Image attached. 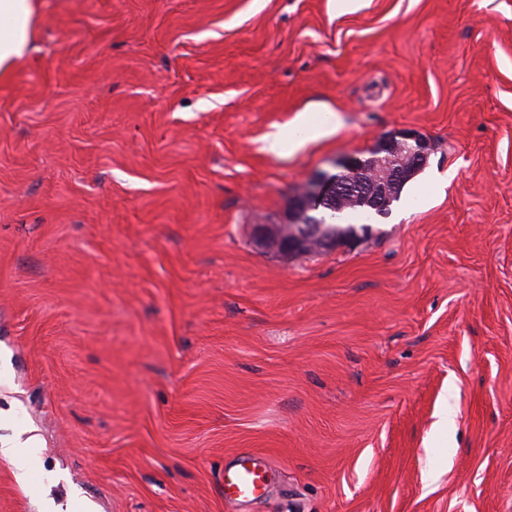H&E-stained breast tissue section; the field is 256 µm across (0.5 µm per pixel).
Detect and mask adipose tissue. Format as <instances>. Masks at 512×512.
Listing matches in <instances>:
<instances>
[{
    "label": "adipose tissue",
    "instance_id": "1",
    "mask_svg": "<svg viewBox=\"0 0 512 512\" xmlns=\"http://www.w3.org/2000/svg\"><path fill=\"white\" fill-rule=\"evenodd\" d=\"M37 23V0H0V77L27 51Z\"/></svg>",
    "mask_w": 512,
    "mask_h": 512
}]
</instances>
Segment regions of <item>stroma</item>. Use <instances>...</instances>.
<instances>
[{
  "label": "stroma",
  "mask_w": 512,
  "mask_h": 512,
  "mask_svg": "<svg viewBox=\"0 0 512 512\" xmlns=\"http://www.w3.org/2000/svg\"><path fill=\"white\" fill-rule=\"evenodd\" d=\"M39 2L0 77V433L43 448L0 512H512V0ZM303 111L334 133L268 152ZM399 131L433 150L370 234L256 244ZM257 451L268 496L225 499Z\"/></svg>",
  "instance_id": "stroma-1"
}]
</instances>
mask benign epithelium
Instances as JSON below:
<instances>
[{
    "mask_svg": "<svg viewBox=\"0 0 512 512\" xmlns=\"http://www.w3.org/2000/svg\"><path fill=\"white\" fill-rule=\"evenodd\" d=\"M374 153L375 156L369 159L359 154L347 155L334 164V171L319 175L304 194L290 201L287 223L274 227L268 224L254 225L256 243L265 245L274 241L286 254L336 248V237L324 232L322 221L315 212L339 195L345 175H355L369 166L374 168L381 165L385 176L395 181L401 177V169L396 164L409 160L417 166H424L430 154V144L419 135L400 132L378 141Z\"/></svg>",
    "mask_w": 512,
    "mask_h": 512,
    "instance_id": "1",
    "label": "benign epithelium"
}]
</instances>
